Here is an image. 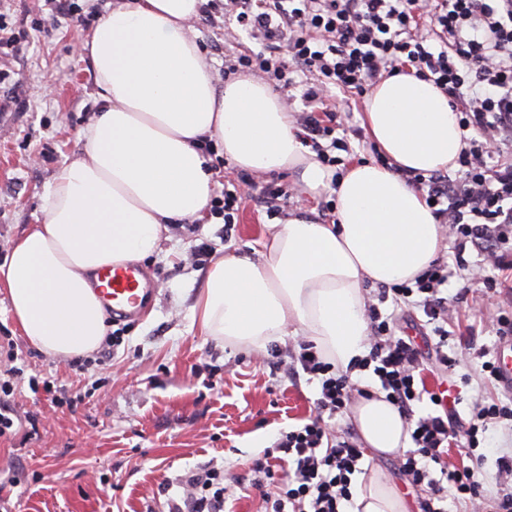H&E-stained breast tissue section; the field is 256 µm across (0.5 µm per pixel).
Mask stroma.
<instances>
[{"label": "stroma", "instance_id": "stroma-1", "mask_svg": "<svg viewBox=\"0 0 512 512\" xmlns=\"http://www.w3.org/2000/svg\"><path fill=\"white\" fill-rule=\"evenodd\" d=\"M113 0H74L85 23L76 27L52 12L48 0H0V23L16 34L13 55L0 59L8 73L0 96V260L12 243L41 217V198L57 171L81 148L83 131L99 109L91 65L76 47ZM197 41L212 72L225 58L256 43L236 24L194 22ZM264 181L292 188L288 203L267 214L246 202L236 223L219 213L197 222L194 231L169 227L157 253L141 261L152 276L155 297L137 318L110 323L120 332L109 352L95 351L86 367L75 359L43 354L22 336L0 290V345L12 344V403L16 421L0 437V512H167L181 493L179 481L208 463L228 469L232 485L226 512H260L253 488L256 459L280 430L315 417L318 382L289 381L274 364L275 353L297 349L288 335L260 351L203 335L192 307L212 263L225 254L255 257L265 224L306 215L330 200L329 191L308 198L294 171L267 173ZM466 258L501 285L492 293L477 281L451 279L449 290L467 288L466 302L448 306L449 352L459 362L448 377L459 381L467 413L469 399L503 397L496 382L475 373L479 349L496 338L484 316L512 311V270ZM64 388L67 402L32 390L31 380Z\"/></svg>", "mask_w": 512, "mask_h": 512}]
</instances>
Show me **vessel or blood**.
Instances as JSON below:
<instances>
[{
  "label": "vessel or blood",
  "instance_id": "1",
  "mask_svg": "<svg viewBox=\"0 0 512 512\" xmlns=\"http://www.w3.org/2000/svg\"><path fill=\"white\" fill-rule=\"evenodd\" d=\"M98 292L116 315H136L153 289L151 279L137 266L125 264L100 271ZM497 362L499 382L512 390V336L500 341Z\"/></svg>",
  "mask_w": 512,
  "mask_h": 512
}]
</instances>
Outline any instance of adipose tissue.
<instances>
[{
  "label": "adipose tissue",
  "instance_id": "adipose-tissue-1",
  "mask_svg": "<svg viewBox=\"0 0 512 512\" xmlns=\"http://www.w3.org/2000/svg\"><path fill=\"white\" fill-rule=\"evenodd\" d=\"M205 2L116 0L80 40L100 108L79 156L44 193L41 220L0 264V284L40 352L71 358L97 350L108 330L97 273L153 254L168 225L206 217L212 172L201 147L215 140L234 168L297 169L309 193L333 188L336 221L294 216L269 225L258 260H216L193 308L201 332L262 348L291 330L349 369L368 352L366 285L411 281L440 253L444 229L399 171L454 168L465 146L457 116L430 82L382 80L366 99L363 126L390 164L356 163L332 182L262 80L218 84L191 26ZM349 419L372 456L409 442L383 392L360 400ZM351 512L407 505L374 472L357 479Z\"/></svg>",
  "mask_w": 512,
  "mask_h": 512
}]
</instances>
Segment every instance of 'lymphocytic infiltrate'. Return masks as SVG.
Listing matches in <instances>:
<instances>
[{
	"label": "lymphocytic infiltrate",
	"mask_w": 512,
	"mask_h": 512,
	"mask_svg": "<svg viewBox=\"0 0 512 512\" xmlns=\"http://www.w3.org/2000/svg\"><path fill=\"white\" fill-rule=\"evenodd\" d=\"M220 11L259 44L225 60L224 78L258 77L286 100L301 89L297 135L323 166L343 165L340 153L348 148L341 133L350 114L337 106V93L363 97L383 79L406 73L435 85L458 113L467 137L456 176L400 172L447 225L451 253L433 260L414 282L379 288L367 309L369 350L354 368L373 370L387 401L406 420L412 446L399 454L397 470L423 491L420 512H448L452 502L469 512H512V492L486 497L479 479L487 460L479 447L489 444L493 430L512 428V402L480 399L464 418L459 393H427L418 385L426 369L445 373L457 364L448 353V283L470 270L466 250L497 268L512 267V162L493 159L512 145V0H207L201 17L213 26ZM248 192L257 193L271 213L289 195L271 183L233 184L224 191L225 223H233ZM387 302L423 312L433 327L427 347L398 335L395 316L380 309ZM284 373L318 381L317 414L280 431L255 461L263 512H343L364 450L351 433L331 434L329 423L367 391L310 342L300 343ZM426 400L434 412L417 414ZM453 445L462 448L467 466L448 465ZM285 462L286 472L280 469ZM182 485V497L169 512H224L228 485L222 468L204 466Z\"/></svg>",
	"instance_id": "1"
}]
</instances>
